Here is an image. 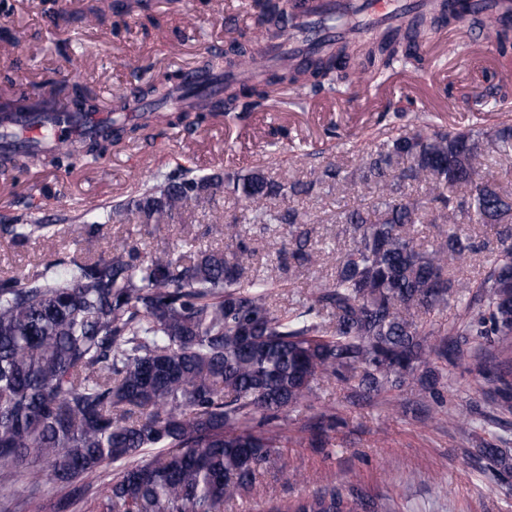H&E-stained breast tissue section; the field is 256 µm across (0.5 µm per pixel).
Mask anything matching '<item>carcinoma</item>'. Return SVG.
<instances>
[{
    "label": "carcinoma",
    "mask_w": 512,
    "mask_h": 512,
    "mask_svg": "<svg viewBox=\"0 0 512 512\" xmlns=\"http://www.w3.org/2000/svg\"><path fill=\"white\" fill-rule=\"evenodd\" d=\"M286 13L287 0H264L262 19L283 33ZM452 20L435 4L406 30L382 29L363 43L325 42L274 68L235 40L207 50L206 70L241 65L259 72L250 83L224 82L222 111L244 115L261 108L276 83L317 95L358 74L418 65L416 44ZM469 23L499 56H512V11L478 13ZM175 79L140 94L165 105ZM484 80L485 94L455 98L448 110L512 99V85ZM54 90L92 99L77 82H59ZM186 95L194 99L192 110L169 108L154 119L187 132L198 128L210 111L207 94L192 88ZM10 96L0 104V138L13 131L8 108L24 100ZM141 128L114 119L103 136H77L52 151L51 163L100 159L127 146ZM491 146L512 153V126L388 137L360 176L381 191L383 202L371 211L339 210L340 223L353 227L354 246L334 276L289 310L270 304L271 282L244 276L251 253L242 245L229 255L205 251L184 264L166 252L145 259L126 244L104 257L74 254L23 277L0 278V502L24 481L29 512H224V504L281 458L269 426L310 401L319 382L336 380L366 397L398 389L419 371L421 387L435 395L439 372L431 357L451 362L472 337L496 349L480 374L493 399L511 402L512 190L482 175ZM310 175L282 182L257 167L236 179L252 223L288 226L290 267L316 262L303 229L310 216L295 205L271 210L266 201L346 180L333 164ZM420 184L430 186L429 197L406 191ZM223 190L219 173L167 175L110 210L102 207L88 225L89 238L125 211L163 228L188 204L211 201ZM431 211L443 224L441 243L422 250L405 226L424 223ZM463 224L494 228L495 258L477 284L485 310L455 337H440L416 316L448 307L459 294L449 264L480 248ZM0 231L18 244L53 234L51 225L27 214ZM337 425L336 416L319 414L308 426L310 447L325 449ZM477 453L498 474L512 476L508 449L482 441ZM135 457L139 462L127 464ZM108 466L106 490L90 498ZM364 509L361 498L330 485L287 504L270 500L266 512Z\"/></svg>",
    "instance_id": "carcinoma-1"
}]
</instances>
